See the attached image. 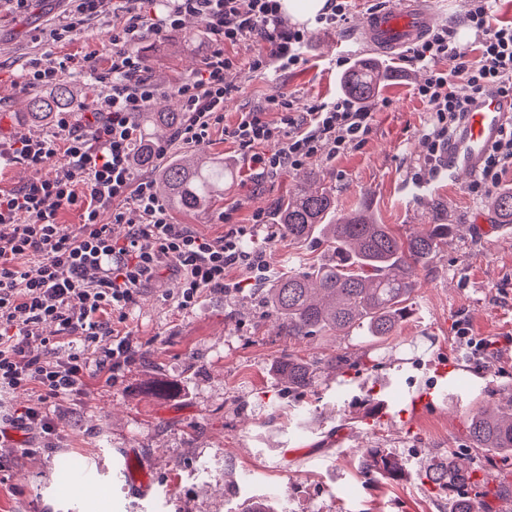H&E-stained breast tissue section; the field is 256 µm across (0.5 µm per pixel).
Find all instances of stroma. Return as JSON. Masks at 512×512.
Instances as JSON below:
<instances>
[{
  "label": "stroma",
  "instance_id": "obj_1",
  "mask_svg": "<svg viewBox=\"0 0 512 512\" xmlns=\"http://www.w3.org/2000/svg\"><path fill=\"white\" fill-rule=\"evenodd\" d=\"M394 6L353 0L348 20L317 31L302 62L284 71L249 72L253 46L226 47L239 65L224 74L237 91L224 102L223 124L204 142L174 145L167 155L207 156L232 170L206 210L169 213L172 223L209 238L232 224L274 223L277 204L313 180L333 190L338 213L369 204L379 223L403 236L425 230L430 204L443 203L459 230L422 274L396 335L383 342L333 334L292 340L278 334L260 292L207 290L185 310L175 302L177 279L161 274L122 326L128 359L111 377H87L77 395L52 407L55 435L27 425L33 454L0 447V512H245L257 503L273 512H448L421 472L451 450L472 466L484 464V453L470 446L469 416L512 396V224L495 225L491 196L472 193L471 177L425 172L430 114L414 94L420 65L391 60V77L366 104L374 113L366 142L337 157L261 175L224 138L225 127L274 91L290 93L301 112L342 95L345 71L336 58H379L357 28L369 12ZM117 13L116 0H104L83 35L55 42L49 32L68 22V0H30L23 12L0 0V140L40 138L51 127L29 115L35 91L21 78L29 60L90 54L109 68ZM137 49L160 88L150 109L167 112L180 108L170 86L201 67L211 42L190 16L180 30L148 36ZM258 244L279 272L296 259L324 257L311 244ZM479 341L487 352L477 351ZM293 350L321 367L314 389L300 394L287 392L275 372ZM340 352L368 358L343 386L330 365ZM395 385L407 397L430 388L440 395L420 415L402 416L397 403L389 419L367 424L359 410L366 390L382 400ZM367 447L399 457L409 478L366 481L356 451ZM132 460L149 476L148 496L126 480Z\"/></svg>",
  "mask_w": 512,
  "mask_h": 512
}]
</instances>
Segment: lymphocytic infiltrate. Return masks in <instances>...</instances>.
I'll list each match as a JSON object with an SVG mask.
<instances>
[{"mask_svg": "<svg viewBox=\"0 0 512 512\" xmlns=\"http://www.w3.org/2000/svg\"><path fill=\"white\" fill-rule=\"evenodd\" d=\"M123 22L112 31V62L99 71L95 57L53 61L31 59L22 73L27 87L48 88L66 74H83L102 84L98 115L81 132L74 111L56 112L44 139L0 141V166L23 162L39 174L11 192L0 191V444L32 422L54 434L52 406L74 394L91 370L111 372L130 346L119 326L128 319L142 291L160 271L179 279L177 305L189 309L206 290L227 291L226 274L245 268L251 284L267 281L271 268L261 248L248 247L246 228L218 238L204 237L171 223L153 180L134 174L137 113L158 93L144 58L135 50L146 34L179 30L184 16L198 17L212 50L193 75L171 90L187 115L175 137L200 143L224 121V101L234 93L224 82L235 66L226 46L251 42L259 47L248 62L254 73L300 64L310 29L288 22L280 0H123ZM494 0H467L466 22L473 43H463L448 26L431 30L408 50L409 61L426 75L415 88L431 114L424 134L429 157L440 155L450 129L458 127L468 105L489 93L512 97V22L494 16ZM460 78L453 88L452 78ZM280 115L272 123L267 113ZM373 114L346 97L297 111L290 95L277 91L255 109L241 113L224 135L249 164L267 173L298 169L310 160L343 154L371 130ZM53 173L43 174L48 163ZM512 168V130L490 147L472 191L497 187ZM77 209L81 223L69 230L59 212ZM127 224L123 239L102 224ZM27 258L25 269L18 263ZM53 335H45V325ZM36 402L16 410L11 394L27 389Z\"/></svg>", "mask_w": 512, "mask_h": 512, "instance_id": "1", "label": "lymphocytic infiltrate"}]
</instances>
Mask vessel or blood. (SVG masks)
<instances>
[{
    "mask_svg": "<svg viewBox=\"0 0 512 512\" xmlns=\"http://www.w3.org/2000/svg\"><path fill=\"white\" fill-rule=\"evenodd\" d=\"M431 17V11L419 5L389 9L370 14L361 30L379 49L392 51L421 39L431 28ZM510 120L512 98L485 95L473 101L444 152L449 176L475 175Z\"/></svg>",
    "mask_w": 512,
    "mask_h": 512,
    "instance_id": "b4317fda",
    "label": "vessel or blood"
}]
</instances>
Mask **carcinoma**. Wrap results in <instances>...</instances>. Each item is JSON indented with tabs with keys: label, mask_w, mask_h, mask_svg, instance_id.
I'll return each mask as SVG.
<instances>
[{
	"label": "carcinoma",
	"mask_w": 512,
	"mask_h": 512,
	"mask_svg": "<svg viewBox=\"0 0 512 512\" xmlns=\"http://www.w3.org/2000/svg\"><path fill=\"white\" fill-rule=\"evenodd\" d=\"M388 73L378 64L364 62L345 77L346 94L359 104L367 102ZM75 97L67 84L30 101L31 115L43 118L68 105ZM142 128L174 133L183 125L182 112H140ZM154 133L144 132L135 149L136 163L159 171V187L169 203L184 211L204 209L224 187L228 169L200 157L193 163L155 156ZM496 223L512 224V188L496 193L490 202ZM336 198L330 188L317 183L289 195L276 208V225L282 240L313 243L329 255L305 271L275 280L264 298L278 320L280 334L307 339L327 332L386 340L409 314L410 302L422 272L440 246L448 242L453 225L444 223L443 206L433 204L431 230L401 238L391 225L379 224L368 205L334 217ZM279 379L291 392L316 386L318 362L290 353L277 366ZM471 447L495 455L512 456V400L492 409L477 410L470 418ZM360 472L366 479L378 475L394 480L408 475L402 461L381 448L358 452ZM423 477L438 494L448 498L450 512H500L512 501V483H493L486 468H472L450 454L430 460Z\"/></svg>",
	"instance_id": "carcinoma-1"
}]
</instances>
